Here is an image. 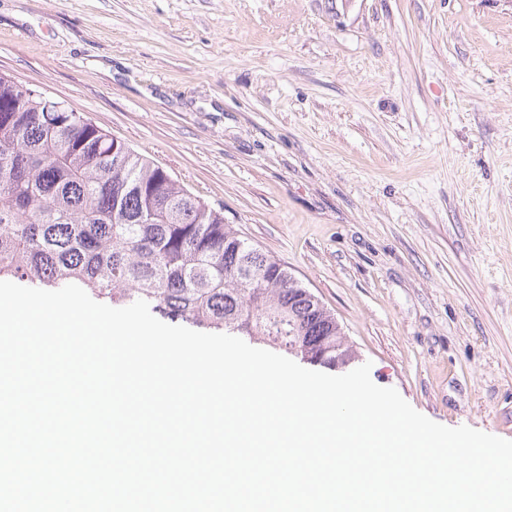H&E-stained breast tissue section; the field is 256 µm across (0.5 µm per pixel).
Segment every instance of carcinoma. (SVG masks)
<instances>
[{
	"label": "carcinoma",
	"instance_id": "carcinoma-1",
	"mask_svg": "<svg viewBox=\"0 0 512 512\" xmlns=\"http://www.w3.org/2000/svg\"><path fill=\"white\" fill-rule=\"evenodd\" d=\"M0 74V280L76 284L114 305L238 333L336 367V317L224 212L80 112Z\"/></svg>",
	"mask_w": 512,
	"mask_h": 512
}]
</instances>
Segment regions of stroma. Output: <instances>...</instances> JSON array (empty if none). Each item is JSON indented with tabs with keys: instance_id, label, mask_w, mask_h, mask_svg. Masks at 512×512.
<instances>
[{
	"instance_id": "obj_1",
	"label": "stroma",
	"mask_w": 512,
	"mask_h": 512,
	"mask_svg": "<svg viewBox=\"0 0 512 512\" xmlns=\"http://www.w3.org/2000/svg\"><path fill=\"white\" fill-rule=\"evenodd\" d=\"M0 73L223 209L375 384L512 440L506 0H0Z\"/></svg>"
}]
</instances>
